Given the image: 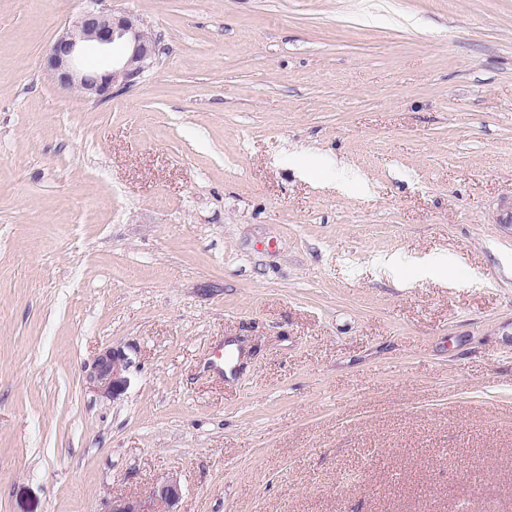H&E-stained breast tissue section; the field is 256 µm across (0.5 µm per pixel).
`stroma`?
<instances>
[{
    "label": "stroma",
    "instance_id": "1",
    "mask_svg": "<svg viewBox=\"0 0 512 512\" xmlns=\"http://www.w3.org/2000/svg\"><path fill=\"white\" fill-rule=\"evenodd\" d=\"M86 6L0 0V512H512V0H103L107 100ZM89 2L80 17L53 44L48 72L66 89H78L85 97L107 99L138 84L153 63L158 45L133 14L105 12L97 8L102 0ZM87 42L95 43L105 55L112 54L111 68L90 70L81 65L80 51ZM115 45L122 48L118 56L113 53ZM129 363L122 349L111 347L102 350L87 370L90 388L100 396L116 397L126 388L125 373ZM181 496V487L176 478L167 479L156 484L152 491L154 502L166 506L168 509L178 502Z\"/></svg>",
    "mask_w": 512,
    "mask_h": 512
}]
</instances>
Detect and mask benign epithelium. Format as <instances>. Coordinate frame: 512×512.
<instances>
[{"label":"benign epithelium","instance_id":"1","mask_svg":"<svg viewBox=\"0 0 512 512\" xmlns=\"http://www.w3.org/2000/svg\"><path fill=\"white\" fill-rule=\"evenodd\" d=\"M90 5L55 41L48 58V72L60 86L78 89L85 97L107 99L112 94L138 84L153 63L158 45L143 28L139 19L125 11L105 12L89 0ZM92 42L99 50L112 56V67L90 70L81 65L82 46ZM129 358L124 350H102L87 370L90 388L100 396H117L126 388ZM181 496L177 479L163 481L153 488L152 499L172 508ZM109 512H151L135 497H117Z\"/></svg>","mask_w":512,"mask_h":512}]
</instances>
